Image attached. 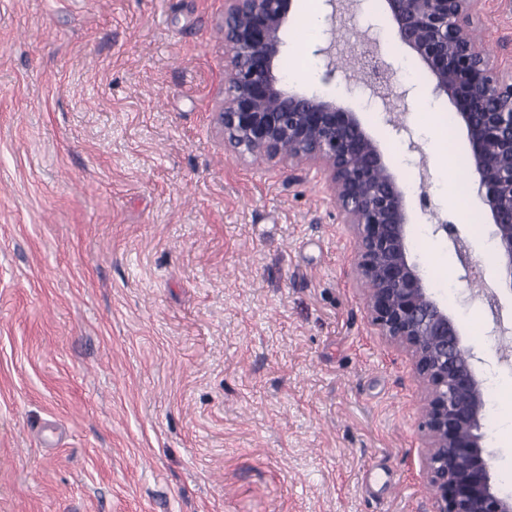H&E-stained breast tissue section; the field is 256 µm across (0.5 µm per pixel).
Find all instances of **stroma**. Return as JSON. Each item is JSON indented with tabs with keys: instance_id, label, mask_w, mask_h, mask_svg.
<instances>
[{
	"instance_id": "obj_1",
	"label": "stroma",
	"mask_w": 512,
	"mask_h": 512,
	"mask_svg": "<svg viewBox=\"0 0 512 512\" xmlns=\"http://www.w3.org/2000/svg\"><path fill=\"white\" fill-rule=\"evenodd\" d=\"M317 10L312 28L283 27L284 90L359 112L403 184L427 171L432 206L511 314L479 199L467 225L448 201L460 170L430 115L453 105L382 4ZM223 13L0 0V512L431 510L426 387L369 321L331 187L236 160L213 123ZM478 26L512 64V0H489ZM369 46L409 92L416 149L349 75ZM408 241L485 383L512 387V334H476L483 295L451 243L421 215Z\"/></svg>"
}]
</instances>
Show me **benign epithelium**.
<instances>
[{"mask_svg": "<svg viewBox=\"0 0 512 512\" xmlns=\"http://www.w3.org/2000/svg\"><path fill=\"white\" fill-rule=\"evenodd\" d=\"M292 2L224 0L225 94L215 112L224 149L240 161L276 160L295 180L315 169L334 190L340 223L357 238L354 263L371 323L411 354L414 375L427 388L422 472L437 491L431 512H512V496L494 483L485 448L484 379L472 347L410 254V211L399 176L359 113L318 93L287 92L275 73ZM481 5L384 0L399 40L429 74L432 93L453 103L466 131L470 168L512 293V69L494 64L475 40ZM367 87L383 111L407 109L409 90L391 96L374 79ZM420 209L469 268L470 249L457 225L440 217L424 194Z\"/></svg>", "mask_w": 512, "mask_h": 512, "instance_id": "benign-epithelium-1", "label": "benign epithelium"}]
</instances>
